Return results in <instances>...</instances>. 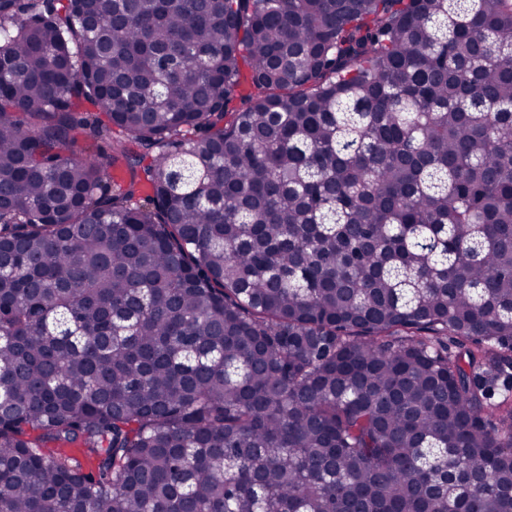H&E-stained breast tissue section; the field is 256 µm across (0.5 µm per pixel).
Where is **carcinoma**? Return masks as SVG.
<instances>
[{"instance_id": "1", "label": "carcinoma", "mask_w": 512, "mask_h": 512, "mask_svg": "<svg viewBox=\"0 0 512 512\" xmlns=\"http://www.w3.org/2000/svg\"><path fill=\"white\" fill-rule=\"evenodd\" d=\"M512 0H0V512H512Z\"/></svg>"}]
</instances>
